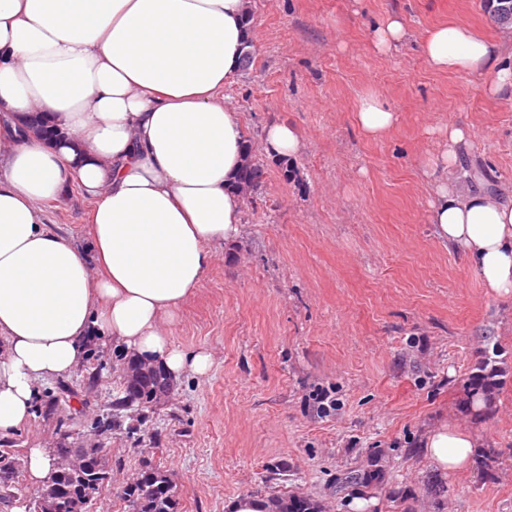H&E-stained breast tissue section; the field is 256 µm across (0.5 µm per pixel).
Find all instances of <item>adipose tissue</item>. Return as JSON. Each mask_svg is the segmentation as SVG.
<instances>
[{"instance_id": "ef3b65f1", "label": "adipose tissue", "mask_w": 512, "mask_h": 512, "mask_svg": "<svg viewBox=\"0 0 512 512\" xmlns=\"http://www.w3.org/2000/svg\"><path fill=\"white\" fill-rule=\"evenodd\" d=\"M250 0H0V433L30 417L38 382L73 374L91 335L162 365L205 374L203 351L169 325L200 283L212 245L241 233L235 185L248 134L224 100L255 35ZM497 39L451 20L421 43L439 71L489 75L512 96ZM44 114L57 137H35ZM380 139L396 112L379 96L355 111ZM465 128L452 125L427 161L435 236L460 249L486 288L512 295V184L459 189L447 178ZM91 200L93 257L51 232L42 203L69 188ZM443 469H466L477 446L441 424L421 440Z\"/></svg>"}]
</instances>
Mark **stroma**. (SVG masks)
Listing matches in <instances>:
<instances>
[{
	"mask_svg": "<svg viewBox=\"0 0 512 512\" xmlns=\"http://www.w3.org/2000/svg\"><path fill=\"white\" fill-rule=\"evenodd\" d=\"M251 63L224 94L247 130L263 181L243 200V228L214 245L171 340L211 356L150 412L147 431L111 428L124 395V350L90 337L83 364L38 384L32 416L0 433L27 485L29 449H110L112 488L90 512H128L119 489L144 464L171 479L176 512H228L238 495L305 493L322 512H512V298L484 288L430 222L425 161L449 125L468 129L451 179L512 183V98L488 75L439 72L420 51L456 20L497 37L488 0H252ZM389 15L408 36L379 52ZM375 93L398 114L364 138L355 107ZM297 129L292 177L263 150L267 125ZM90 204L69 190L45 203L49 229L88 247ZM490 407L473 417L471 384ZM442 422L480 447L445 472L418 446ZM349 470L361 487L339 483Z\"/></svg>",
	"mask_w": 512,
	"mask_h": 512,
	"instance_id": "35a3bbf8",
	"label": "stroma"
}]
</instances>
